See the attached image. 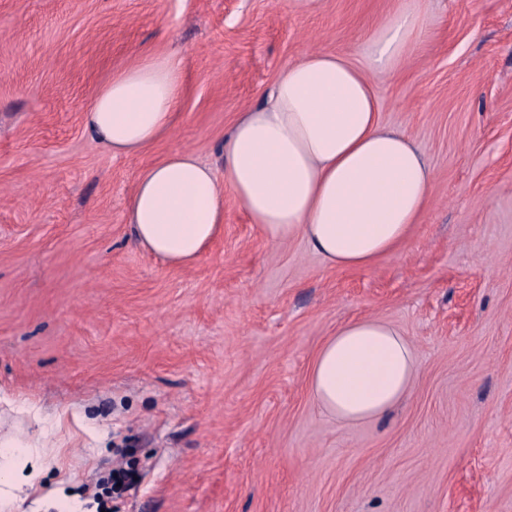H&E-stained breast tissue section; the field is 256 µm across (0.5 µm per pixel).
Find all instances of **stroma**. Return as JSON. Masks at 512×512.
I'll return each mask as SVG.
<instances>
[{
	"label": "stroma",
	"mask_w": 512,
	"mask_h": 512,
	"mask_svg": "<svg viewBox=\"0 0 512 512\" xmlns=\"http://www.w3.org/2000/svg\"><path fill=\"white\" fill-rule=\"evenodd\" d=\"M404 9L426 31L377 79L380 119L433 181L395 253L330 267L229 196L193 265L138 245L144 168L178 149L221 167L283 67L361 50ZM172 49L170 133L112 155L84 113ZM367 317L410 340L418 373L387 416L348 424L308 379ZM0 439V512H512V0H0ZM119 466L137 473L122 490L103 482Z\"/></svg>",
	"instance_id": "1"
}]
</instances>
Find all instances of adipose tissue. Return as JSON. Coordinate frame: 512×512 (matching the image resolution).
<instances>
[{"label": "adipose tissue", "instance_id": "adipose-tissue-1", "mask_svg": "<svg viewBox=\"0 0 512 512\" xmlns=\"http://www.w3.org/2000/svg\"><path fill=\"white\" fill-rule=\"evenodd\" d=\"M416 10L380 26L362 51H311L281 69L224 141L223 167L189 150L141 173L128 209L137 243L172 266L193 264L220 234L232 194L275 243L304 240L324 261L366 268L392 254L430 202L431 169L406 133L386 128L375 94L422 34ZM182 57L147 54L113 73L84 114L91 135L134 157L167 135L184 94ZM418 365L386 322H346L318 351L312 399L344 422L388 415Z\"/></svg>", "mask_w": 512, "mask_h": 512}]
</instances>
